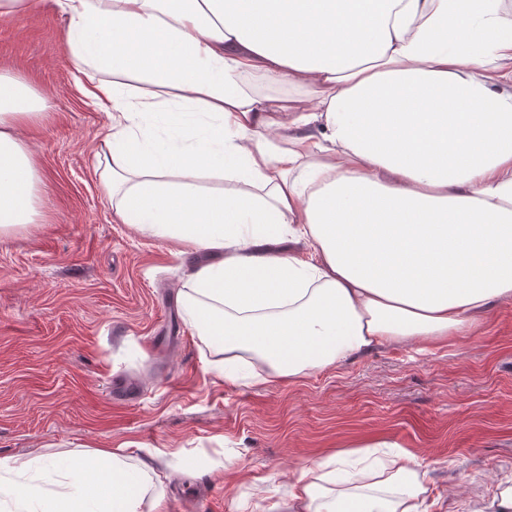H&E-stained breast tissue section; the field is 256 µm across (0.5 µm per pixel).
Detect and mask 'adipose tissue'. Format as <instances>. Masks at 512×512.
<instances>
[{
	"mask_svg": "<svg viewBox=\"0 0 512 512\" xmlns=\"http://www.w3.org/2000/svg\"><path fill=\"white\" fill-rule=\"evenodd\" d=\"M55 2L111 119L113 214L203 254L182 310L226 380L464 336L512 299V0ZM47 108L0 73V233L42 217L22 133ZM370 456L303 467L284 512H421L416 456ZM69 475L64 495H10L25 512H162L148 463L100 449Z\"/></svg>",
	"mask_w": 512,
	"mask_h": 512,
	"instance_id": "obj_1",
	"label": "adipose tissue"
}]
</instances>
